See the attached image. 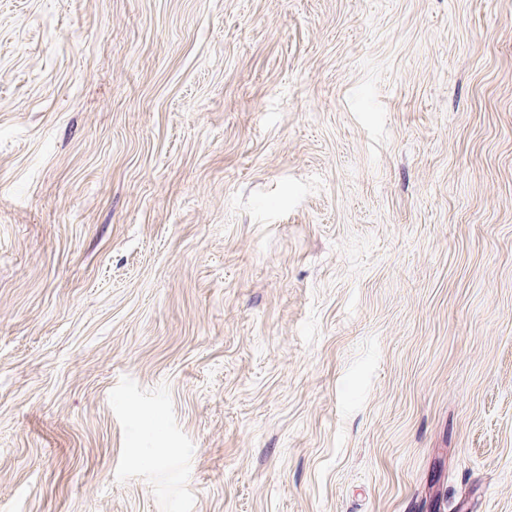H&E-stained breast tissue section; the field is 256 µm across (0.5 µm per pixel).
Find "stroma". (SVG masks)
<instances>
[{"instance_id": "obj_1", "label": "stroma", "mask_w": 512, "mask_h": 512, "mask_svg": "<svg viewBox=\"0 0 512 512\" xmlns=\"http://www.w3.org/2000/svg\"><path fill=\"white\" fill-rule=\"evenodd\" d=\"M512 512V0H0V512Z\"/></svg>"}]
</instances>
